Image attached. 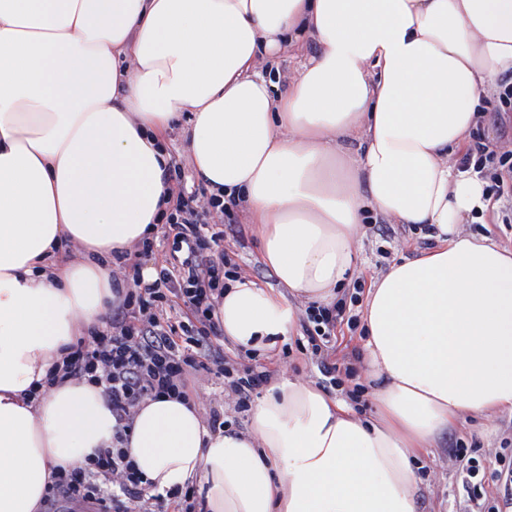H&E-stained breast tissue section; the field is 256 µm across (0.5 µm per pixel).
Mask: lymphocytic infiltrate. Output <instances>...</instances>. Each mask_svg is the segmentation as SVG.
I'll list each match as a JSON object with an SVG mask.
<instances>
[{
  "label": "lymphocytic infiltrate",
  "instance_id": "f902f5d3",
  "mask_svg": "<svg viewBox=\"0 0 512 512\" xmlns=\"http://www.w3.org/2000/svg\"><path fill=\"white\" fill-rule=\"evenodd\" d=\"M490 180L493 198L512 197V151L488 150L481 135H474L462 159ZM162 217L163 234L171 241L153 279H144L145 258L155 240L143 237L129 248L112 253L113 291L117 296L105 327L88 328L66 348L62 360L46 371L44 386L65 379L103 387L112 409L115 432L112 445L99 449L80 466L55 473L52 494L79 500L95 512H133L147 486L124 450L134 415L140 405L161 396L190 399L191 382L203 371L230 379L237 407L248 410L252 394L269 378L260 366L242 370L226 367L219 346L224 327L217 308L227 281L239 277V266L224 249V218L233 216L236 203L223 196H184ZM344 311L343 303L309 304L303 326L313 355L324 358V370L335 374L328 360V343ZM114 480L116 492L104 483Z\"/></svg>",
  "mask_w": 512,
  "mask_h": 512
}]
</instances>
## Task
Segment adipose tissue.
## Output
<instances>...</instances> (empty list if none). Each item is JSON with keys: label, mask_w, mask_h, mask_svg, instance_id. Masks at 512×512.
Here are the masks:
<instances>
[{"label": "adipose tissue", "mask_w": 512, "mask_h": 512, "mask_svg": "<svg viewBox=\"0 0 512 512\" xmlns=\"http://www.w3.org/2000/svg\"><path fill=\"white\" fill-rule=\"evenodd\" d=\"M285 51L300 62L277 93L257 59ZM510 70L512 0H0V512H41L54 471L112 445L103 388L23 396L105 320L99 257L161 223L184 115L198 177L242 201L277 277L227 282L239 349L292 336L295 299H335L366 216L436 243L367 291L372 417L281 375L245 432L146 400L130 459L156 495L201 482L207 512H418L422 451L462 417L512 412V250L461 231L491 201L455 162ZM67 242L88 258L55 263Z\"/></svg>", "instance_id": "1"}]
</instances>
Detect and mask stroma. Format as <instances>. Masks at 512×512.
<instances>
[{
  "mask_svg": "<svg viewBox=\"0 0 512 512\" xmlns=\"http://www.w3.org/2000/svg\"><path fill=\"white\" fill-rule=\"evenodd\" d=\"M240 232H225L224 248L232 253L241 267L243 276L262 285H275L273 271L258 259V243L253 225L245 217H238ZM362 262L354 273L337 290V298L347 300L346 321L338 323L336 335L331 343V359L340 371L335 384H328L322 373L318 357L306 351L301 336L290 337L287 342L277 344L273 351L264 354H249L232 344H224V356L238 365L263 364L272 374L286 373L320 388L365 414L374 413L375 407L369 396V381L360 368L359 356L362 347V331L357 320L360 307L350 304L349 298L355 284H370L391 263L414 249L428 246L424 227L412 224H393L376 218L363 226ZM466 233L486 237L501 247L512 249V203L499 200L497 210L487 212L483 222L465 225ZM195 405L201 415L210 409L223 411L227 420L233 421L236 429L246 430L249 412L234 408L235 396L221 378L212 373H203L196 383ZM464 448L478 449L482 460V498L487 503L501 504L502 512H512L505 507V500H512V484L498 482L494 473L512 462V413L502 412L485 419L467 417L460 420L449 431L440 447L430 449L420 459L422 498L420 512H474L476 503L472 499V487L467 473V459L461 456Z\"/></svg>",
  "mask_w": 512,
  "mask_h": 512,
  "instance_id": "stroma-1",
  "label": "stroma"
}]
</instances>
